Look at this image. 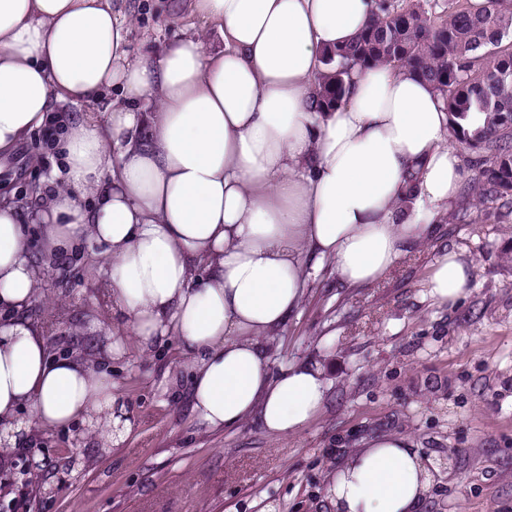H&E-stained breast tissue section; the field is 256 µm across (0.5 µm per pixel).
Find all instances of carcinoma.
Here are the masks:
<instances>
[{"mask_svg": "<svg viewBox=\"0 0 512 512\" xmlns=\"http://www.w3.org/2000/svg\"><path fill=\"white\" fill-rule=\"evenodd\" d=\"M374 18L346 45L321 51L320 95L331 109L346 93L348 65L405 68L443 97L458 144L482 154L481 194L512 209V0H377ZM477 114L482 123L468 126Z\"/></svg>", "mask_w": 512, "mask_h": 512, "instance_id": "1", "label": "carcinoma"}]
</instances>
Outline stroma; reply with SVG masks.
<instances>
[{
  "mask_svg": "<svg viewBox=\"0 0 512 512\" xmlns=\"http://www.w3.org/2000/svg\"><path fill=\"white\" fill-rule=\"evenodd\" d=\"M134 49L170 30L220 45L217 29L193 13L192 0H119ZM464 180L435 231L424 235L378 283L349 288L331 261L312 270L303 302L276 332L270 370L321 364L328 390L321 414L298 436L284 438L256 421L236 429L205 426L185 394L167 388L183 356L177 339L152 354L108 362L107 381L123 397L132 429L111 448L78 451L73 430L35 437L0 483H14L25 459L68 467L83 456L79 480L54 493L0 496L10 512H332L326 478L362 437H408L425 462L452 454L421 512H512V217L473 187L476 168L461 154ZM58 162L41 132L8 156L12 189L31 203ZM471 263L467 295L437 304L424 282L441 252ZM102 260L68 259L46 275V306L63 310L51 344L84 336L87 314L107 321L98 275Z\"/></svg>",
  "mask_w": 512,
  "mask_h": 512,
  "instance_id": "35a3bbf8",
  "label": "stroma"
}]
</instances>
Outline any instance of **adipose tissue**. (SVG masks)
<instances>
[{
  "mask_svg": "<svg viewBox=\"0 0 512 512\" xmlns=\"http://www.w3.org/2000/svg\"><path fill=\"white\" fill-rule=\"evenodd\" d=\"M221 47L178 35L132 56L112 0H0V153L49 122L54 105L126 97L109 112L58 116L62 156L38 204L0 195V459L19 446L22 410L37 429L131 428L105 381L128 343L148 354L178 339L188 402L206 425L256 419L296 436L321 412L317 364L271 374L273 333L300 306L307 256L341 282L380 280L420 240L464 177L438 92L404 69H353L333 110L317 109L321 48L350 41L375 0H194ZM42 228L33 254L25 227ZM111 324L96 348L51 352L28 314L45 269L83 245ZM470 266L447 251L426 279L432 299L465 297ZM431 484L410 440L354 443L328 477L335 512H419Z\"/></svg>",
  "mask_w": 512,
  "mask_h": 512,
  "instance_id": "1",
  "label": "adipose tissue"
}]
</instances>
